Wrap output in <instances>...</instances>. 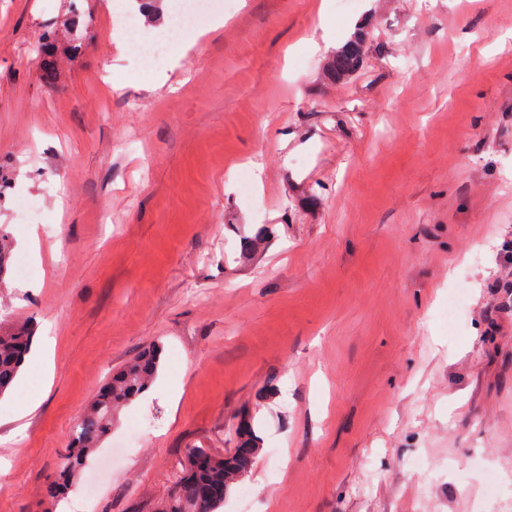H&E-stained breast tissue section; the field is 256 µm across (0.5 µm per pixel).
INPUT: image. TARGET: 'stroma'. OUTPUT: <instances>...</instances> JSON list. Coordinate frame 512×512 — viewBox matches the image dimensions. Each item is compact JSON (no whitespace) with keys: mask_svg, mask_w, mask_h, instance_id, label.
Wrapping results in <instances>:
<instances>
[{"mask_svg":"<svg viewBox=\"0 0 512 512\" xmlns=\"http://www.w3.org/2000/svg\"><path fill=\"white\" fill-rule=\"evenodd\" d=\"M236 2L147 68L112 0H0V226L37 268L0 287V329L53 339L0 398V512H59L78 418L152 345L70 512H163L244 412L283 451L246 479L250 512H472L512 472V0H362L371 49L343 85L322 80L356 24L336 0ZM75 25L45 83L43 34ZM422 450L454 468L423 484Z\"/></svg>","mask_w":512,"mask_h":512,"instance_id":"stroma-1","label":"stroma"}]
</instances>
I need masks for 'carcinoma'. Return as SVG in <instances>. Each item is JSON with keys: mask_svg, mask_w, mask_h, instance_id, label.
<instances>
[{"mask_svg": "<svg viewBox=\"0 0 512 512\" xmlns=\"http://www.w3.org/2000/svg\"><path fill=\"white\" fill-rule=\"evenodd\" d=\"M370 40V31L355 29L328 59V78L337 83L350 81L364 66ZM33 342L27 324L0 333V395L13 387ZM159 367V348L152 347L137 354L112 376L77 421L59 476L48 486L50 498L56 499L75 487L96 445L111 432L118 410L149 388ZM235 435V446L227 454L198 452L199 461L179 481L166 512H215L241 485L259 458L262 437L254 418L248 416L241 418Z\"/></svg>", "mask_w": 512, "mask_h": 512, "instance_id": "1", "label": "carcinoma"}]
</instances>
